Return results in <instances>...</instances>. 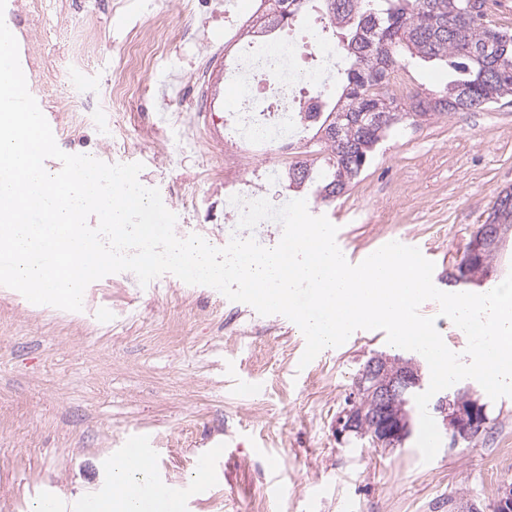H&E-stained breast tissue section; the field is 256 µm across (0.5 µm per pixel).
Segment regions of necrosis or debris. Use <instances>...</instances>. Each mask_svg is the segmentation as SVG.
I'll return each instance as SVG.
<instances>
[{
  "label": "necrosis or debris",
  "instance_id": "obj_1",
  "mask_svg": "<svg viewBox=\"0 0 512 512\" xmlns=\"http://www.w3.org/2000/svg\"><path fill=\"white\" fill-rule=\"evenodd\" d=\"M256 33L239 39L224 65L233 97L224 114V131L237 142V157L254 158L257 149L299 142L302 112H319L334 93L337 49L313 42L297 28L280 30L279 52L265 48L262 20Z\"/></svg>",
  "mask_w": 512,
  "mask_h": 512
}]
</instances>
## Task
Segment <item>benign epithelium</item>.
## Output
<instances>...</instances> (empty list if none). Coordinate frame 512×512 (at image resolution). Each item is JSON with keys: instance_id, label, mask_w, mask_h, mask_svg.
<instances>
[{"instance_id": "1", "label": "benign epithelium", "mask_w": 512, "mask_h": 512, "mask_svg": "<svg viewBox=\"0 0 512 512\" xmlns=\"http://www.w3.org/2000/svg\"><path fill=\"white\" fill-rule=\"evenodd\" d=\"M501 226L483 224L466 246L467 263L462 267L463 281L477 283L488 274V269L473 265L475 258L488 249L500 244ZM363 379L371 383L370 393L377 405L376 424L373 427L372 447L387 451L403 443L411 428L410 418L395 415L392 408L397 400L396 394L403 385H422L420 370L412 363L392 360L369 361L362 371ZM355 401L345 407L336 418V439L358 430L359 418ZM435 411L440 413L449 429L450 447L470 439L476 428L487 423L486 408L472 394H456L439 399Z\"/></svg>"}]
</instances>
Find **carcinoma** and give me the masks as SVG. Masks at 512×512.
<instances>
[{"mask_svg":"<svg viewBox=\"0 0 512 512\" xmlns=\"http://www.w3.org/2000/svg\"><path fill=\"white\" fill-rule=\"evenodd\" d=\"M468 0H273L270 26L292 24L309 9L327 20L343 68L322 118L312 157L284 172L288 189L328 205L359 177L377 144L407 115L452 113L459 106L484 109L512 97V31L478 14ZM448 66L443 90L413 100L409 108L382 92L404 54Z\"/></svg>","mask_w":512,"mask_h":512,"instance_id":"cac0c4a2","label":"carcinoma"}]
</instances>
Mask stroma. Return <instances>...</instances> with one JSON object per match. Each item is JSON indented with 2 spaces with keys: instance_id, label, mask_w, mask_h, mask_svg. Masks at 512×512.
<instances>
[{
  "instance_id": "stroma-1",
  "label": "stroma",
  "mask_w": 512,
  "mask_h": 512,
  "mask_svg": "<svg viewBox=\"0 0 512 512\" xmlns=\"http://www.w3.org/2000/svg\"><path fill=\"white\" fill-rule=\"evenodd\" d=\"M8 0L28 90L49 116L58 147L109 164L141 163L139 181L175 213V232L224 245V155L207 142L205 118L186 85L208 39L234 36L224 0ZM184 32L139 54L156 27ZM91 48L79 98L70 92L73 31ZM125 97L112 108V91ZM195 142L183 147L186 134ZM512 186V100L400 124L331 206L312 215L337 225L348 257L385 242L427 250L433 283L448 273ZM300 328L263 316L220 291L165 273L148 284L107 275L86 288L83 308L35 305L0 286V512H31L44 491L82 499L107 484L127 436L155 442L154 470L196 492L188 512H448L449 499L479 512L512 484V397L490 400L472 379L454 384L487 407L484 431L441 445L423 462L415 437L384 451L346 437L336 417L352 382L377 354L404 356L373 330H357L307 366ZM222 454L196 478L198 453ZM285 464L271 474L268 458Z\"/></svg>"
}]
</instances>
